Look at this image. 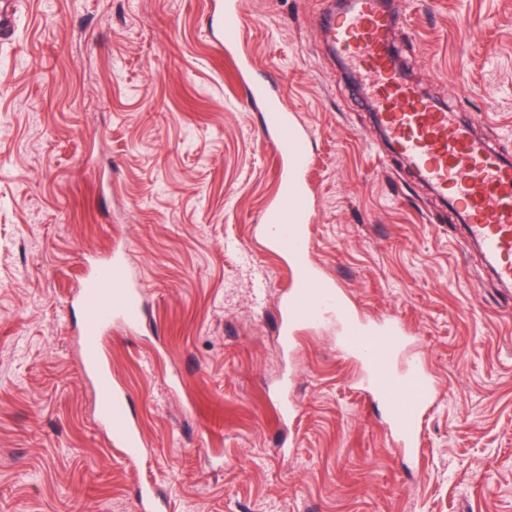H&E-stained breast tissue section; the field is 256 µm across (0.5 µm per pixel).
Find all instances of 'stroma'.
<instances>
[{
    "label": "stroma",
    "instance_id": "stroma-1",
    "mask_svg": "<svg viewBox=\"0 0 512 512\" xmlns=\"http://www.w3.org/2000/svg\"><path fill=\"white\" fill-rule=\"evenodd\" d=\"M335 0H245L222 51L215 0H13L0 39V512H512V287L456 213L376 146L370 111L319 26ZM423 92L512 158V0H393ZM275 77L309 131L313 261L366 319L399 317L441 389L423 450L399 449L328 321L284 357L286 258L259 231L277 133L246 94ZM234 239L240 251L225 250ZM128 249L152 328L103 354L148 450L98 421L74 303L88 259ZM300 406L281 417L280 379Z\"/></svg>",
    "mask_w": 512,
    "mask_h": 512
}]
</instances>
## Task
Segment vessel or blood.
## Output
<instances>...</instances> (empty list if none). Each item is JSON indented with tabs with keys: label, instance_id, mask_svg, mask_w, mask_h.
I'll return each mask as SVG.
<instances>
[{
	"label": "vessel or blood",
	"instance_id": "vessel-or-blood-1",
	"mask_svg": "<svg viewBox=\"0 0 512 512\" xmlns=\"http://www.w3.org/2000/svg\"><path fill=\"white\" fill-rule=\"evenodd\" d=\"M226 47L241 48L246 28L243 0H222ZM392 16L380 0H344L325 22L327 39L345 56L365 88L391 152L433 193L462 213L467 239L478 246L496 280L512 285V160L472 121L426 96L404 73L390 42ZM265 122L276 129L273 149L282 160L278 193L262 218L261 232L285 255L293 273L275 313L282 352L296 348L301 329L336 320L338 344L360 371L359 382L385 408L401 447L419 453L423 428L438 396L436 382L419 356L410 354L408 328L395 317L373 323L356 315L336 282L313 262L311 222L315 198L308 181L312 157L308 132L267 80L252 82ZM80 299L84 325L82 363L97 393V417L112 430L123 457L141 458L143 439L129 412L125 388L116 384L100 355L113 326L136 332L145 319L141 285L127 272L126 250L118 247L89 270Z\"/></svg>",
	"mask_w": 512,
	"mask_h": 512
}]
</instances>
